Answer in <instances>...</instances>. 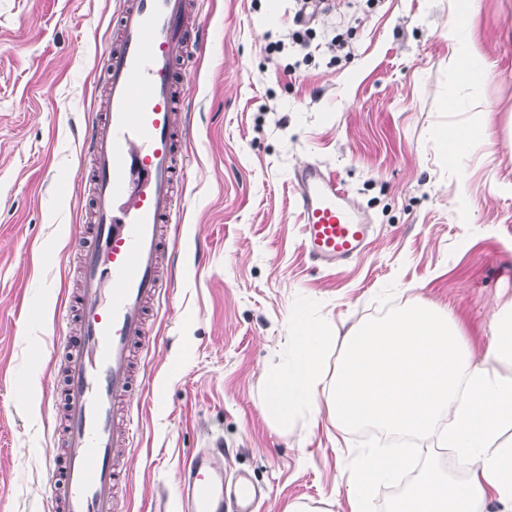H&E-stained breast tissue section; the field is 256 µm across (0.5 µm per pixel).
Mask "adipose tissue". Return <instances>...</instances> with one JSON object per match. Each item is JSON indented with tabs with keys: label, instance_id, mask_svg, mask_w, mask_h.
Segmentation results:
<instances>
[{
	"label": "adipose tissue",
	"instance_id": "adipose-tissue-1",
	"mask_svg": "<svg viewBox=\"0 0 512 512\" xmlns=\"http://www.w3.org/2000/svg\"><path fill=\"white\" fill-rule=\"evenodd\" d=\"M448 64L461 87L489 73L470 35L453 30ZM486 136L485 125L441 128L434 139L449 162L467 158ZM295 341L266 377V415L287 424L298 414L326 413L338 430L376 426L390 432L436 435L452 449L458 473L422 467L393 503L391 512H482L494 499L512 512V300L502 303L482 361H474L457 325L423 299L388 319L348 331L300 318ZM343 352L335 369L326 366L334 344ZM408 465L382 448H362L347 480L352 512H371L372 484L396 480Z\"/></svg>",
	"mask_w": 512,
	"mask_h": 512
}]
</instances>
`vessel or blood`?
Listing matches in <instances>:
<instances>
[{
	"label": "vessel or blood",
	"mask_w": 512,
	"mask_h": 512,
	"mask_svg": "<svg viewBox=\"0 0 512 512\" xmlns=\"http://www.w3.org/2000/svg\"><path fill=\"white\" fill-rule=\"evenodd\" d=\"M188 12L189 0H124L119 40L104 57L106 102L84 150L94 224L81 254L80 331L66 345L61 387L69 451L48 471L50 512H120L116 491L128 475L113 455L135 437L131 357L149 343L148 304L170 295L162 268L182 212L175 152L189 139L185 99L195 69L177 62L203 46ZM293 186L309 256L329 268L358 258L372 226L335 173L308 163L295 171ZM221 455L218 447L202 449L185 463L186 512H224Z\"/></svg>",
	"instance_id": "1"
}]
</instances>
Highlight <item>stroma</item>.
<instances>
[{
	"mask_svg": "<svg viewBox=\"0 0 512 512\" xmlns=\"http://www.w3.org/2000/svg\"><path fill=\"white\" fill-rule=\"evenodd\" d=\"M120 7L0 0V512H48L60 344L76 333L62 301L77 286L91 205L83 132L103 108ZM302 7L197 5L208 36L171 300L153 310L138 432L116 458L129 473L127 512H178L180 466L216 441L225 468L262 489L256 512L296 501L351 512L353 451L374 437L337 431L323 413L284 429L265 415L264 379L292 347L296 318L343 334L419 296L479 357L512 300V0H480L465 19L491 69L465 90L448 67V0H319L303 45L292 39ZM337 36L351 54L331 49ZM464 91L483 112L457 108ZM484 120L492 144L449 165L433 131ZM309 161L328 165L375 226L347 266L319 268L302 248L292 177ZM30 376L32 410L19 399Z\"/></svg>",
	"mask_w": 512,
	"mask_h": 512,
	"instance_id": "35a3bbf8",
	"label": "stroma"
}]
</instances>
